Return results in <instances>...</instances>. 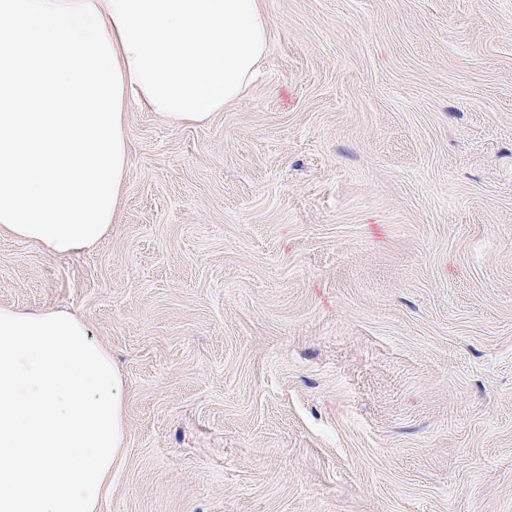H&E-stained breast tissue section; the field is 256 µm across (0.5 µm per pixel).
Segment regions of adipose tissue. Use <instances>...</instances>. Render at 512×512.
<instances>
[{"instance_id":"adipose-tissue-1","label":"adipose tissue","mask_w":512,"mask_h":512,"mask_svg":"<svg viewBox=\"0 0 512 512\" xmlns=\"http://www.w3.org/2000/svg\"><path fill=\"white\" fill-rule=\"evenodd\" d=\"M268 47L264 0H0V236L96 247L120 206L130 103L207 121ZM125 448L122 377L88 326L0 307V512H95Z\"/></svg>"}]
</instances>
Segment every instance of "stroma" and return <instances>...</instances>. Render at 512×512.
Masks as SVG:
<instances>
[{
	"mask_svg": "<svg viewBox=\"0 0 512 512\" xmlns=\"http://www.w3.org/2000/svg\"><path fill=\"white\" fill-rule=\"evenodd\" d=\"M201 125L139 107L112 232L0 306L124 381L96 512H512V0H265Z\"/></svg>",
	"mask_w": 512,
	"mask_h": 512,
	"instance_id": "stroma-1",
	"label": "stroma"
}]
</instances>
